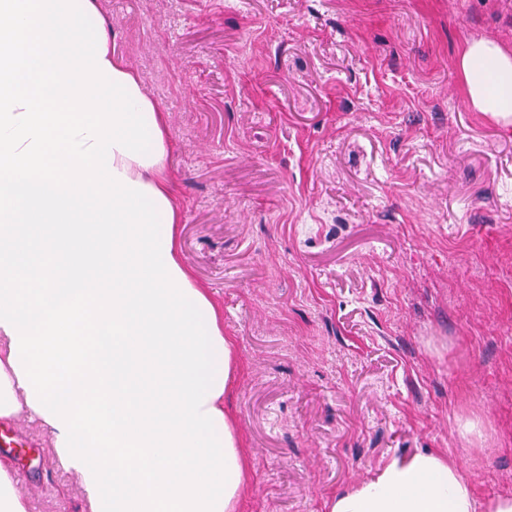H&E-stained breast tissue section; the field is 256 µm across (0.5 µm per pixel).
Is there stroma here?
Returning a JSON list of instances; mask_svg holds the SVG:
<instances>
[{"mask_svg":"<svg viewBox=\"0 0 512 512\" xmlns=\"http://www.w3.org/2000/svg\"><path fill=\"white\" fill-rule=\"evenodd\" d=\"M97 2L235 344L242 512H326L423 451L512 497V123L457 68L512 51V0ZM13 427L27 512H89L48 431Z\"/></svg>","mask_w":512,"mask_h":512,"instance_id":"1","label":"stroma"}]
</instances>
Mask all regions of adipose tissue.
<instances>
[{"label":"adipose tissue","mask_w":512,"mask_h":512,"mask_svg":"<svg viewBox=\"0 0 512 512\" xmlns=\"http://www.w3.org/2000/svg\"><path fill=\"white\" fill-rule=\"evenodd\" d=\"M469 101L476 111L501 120L512 119V52L491 40L467 41L458 57ZM151 146L155 163H146L114 153L118 173L148 186L156 203H179L167 174L168 148L163 132H156ZM11 337L0 328V420L25 418L44 422L45 417L28 405L27 393L6 355ZM328 512H475L470 485L456 464L432 451L392 459L373 478L333 500Z\"/></svg>","instance_id":"1"}]
</instances>
